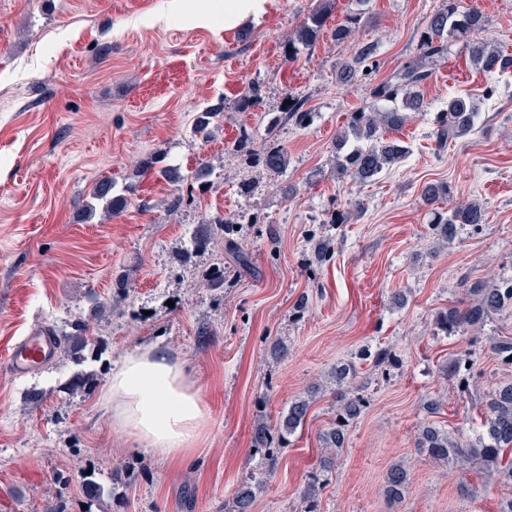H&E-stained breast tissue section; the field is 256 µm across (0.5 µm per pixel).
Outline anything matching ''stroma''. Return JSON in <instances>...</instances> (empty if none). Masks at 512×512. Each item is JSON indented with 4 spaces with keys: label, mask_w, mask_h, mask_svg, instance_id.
<instances>
[{
    "label": "stroma",
    "mask_w": 512,
    "mask_h": 512,
    "mask_svg": "<svg viewBox=\"0 0 512 512\" xmlns=\"http://www.w3.org/2000/svg\"><path fill=\"white\" fill-rule=\"evenodd\" d=\"M225 2L0 0V512H224L254 464L258 420L275 424L307 397L306 423L254 506L300 512L299 492L320 470L319 434L334 417L328 382L349 361L368 404L328 475L321 512H500L512 484L433 462L414 439L433 423L474 441L488 393L512 381L488 343L512 336V307L453 336L434 324L438 312L475 302V287L512 277V78L465 71L453 46L423 88L427 111L397 134L409 156L373 183L340 182L331 170L345 113L370 109V88L417 58L442 0H371L353 40L336 44L328 31L291 63L287 38L321 0H266L259 17L234 26L224 22ZM363 41L377 46L372 69L342 79ZM254 83L260 112H280L295 93L314 123H285L267 137L260 112L235 107ZM490 86L497 93L488 99ZM461 91L481 101L479 129L436 149L433 116ZM220 98L221 126L208 142L195 139V113ZM245 128L255 147L272 139L287 150V171L252 168L232 153ZM159 153L185 169L209 159L213 190L170 210L177 186L137 172ZM105 177L136 191L122 212L85 219L90 189ZM435 181L452 186L453 202L482 203L486 224L449 243L430 236L422 190ZM355 200L362 214L324 223L327 209ZM254 213L264 223H245ZM215 215L238 222L253 271L221 263L219 241L187 252L193 227ZM317 224L333 236L334 255L312 280L306 231ZM219 263L225 287L208 288ZM398 292L405 304H395ZM81 324L89 327L82 351L60 349L28 374L6 371L10 345L31 328ZM278 339L288 355L276 363L269 348ZM385 344L401 359L396 368L361 359ZM144 348L179 363L208 408L188 460L158 458L112 428V372ZM464 355L472 371L462 384L442 368ZM396 462L409 466L411 483L392 502L383 485Z\"/></svg>",
    "instance_id": "35a3bbf8"
}]
</instances>
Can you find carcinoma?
I'll return each mask as SVG.
<instances>
[{"label":"carcinoma","instance_id":"carcinoma-1","mask_svg":"<svg viewBox=\"0 0 512 512\" xmlns=\"http://www.w3.org/2000/svg\"><path fill=\"white\" fill-rule=\"evenodd\" d=\"M369 0H355L356 7L349 10L342 23L331 30L336 43L348 41L366 21V5ZM329 0L310 12L288 39V49L284 52V62H293L303 50L311 49L320 35L326 30ZM489 25L488 16L477 5L465 7L460 0H445V3L429 19L418 38L419 58L407 62L392 78L370 89L371 98L380 103L368 111L363 109L346 114L341 129L336 133L334 175L336 180H344L364 185L377 180L380 175L399 164L408 154L405 141L391 138L389 134L401 129L416 112H424L423 86L432 72L426 69L424 61L445 59L455 44L465 47V54L471 67L489 74L511 75L512 52L505 47L478 39L477 35ZM375 52L370 43H361L353 59L342 66L344 78L354 79L359 69ZM280 114L268 120V130L274 131L281 121L306 128L314 113L305 108V100L297 95L286 96ZM261 104L259 85L254 84L236 101L242 112L252 111ZM480 105L471 96H453L443 111L436 113L433 120V137L440 147L475 132L480 117ZM224 119V100L220 99L193 119L192 134L206 142ZM254 162L269 172H281L288 167V153L271 144L254 154ZM144 171L160 174L166 181L179 187V194L170 205L175 211L183 203L191 204L201 199L214 187L213 165L203 159L190 170L176 165L163 164L162 156L155 155L142 162ZM133 194V184L116 190L112 179L97 181L91 191V201L86 203L88 216H93L97 208L108 214L124 209L128 196ZM426 201L434 206L433 221L429 225L430 235L441 242L453 240L458 229L466 224L477 226L484 223L485 209L476 202L456 205L448 210L440 205L452 197V191L444 182L425 187ZM224 234V249L238 264H250L249 252L236 241L237 230L232 221L216 218L199 222L190 235V246L194 250H205L215 239V230ZM307 240L313 243L314 260L311 264H321L333 254V238L317 235L311 230ZM478 298L463 311L450 309L436 315L437 329L445 335L455 334L467 327L484 325L492 315L512 305V278L502 279L477 289ZM87 326L79 325L72 333L61 335L70 350L81 348L85 341ZM492 353L501 363L512 365V339L492 338L489 340ZM372 357L374 366L395 364L392 349L381 347L374 352L365 351ZM357 371L351 363L336 367L332 379L336 383V414L331 427L325 430L320 441L327 450L322 472H329L335 466L336 456L344 448L345 436L350 423L365 406L364 398L350 390L351 381ZM311 402L296 399L288 405L287 412L280 415L274 425L259 421L251 435L252 456L258 459L255 469L247 480L235 491L230 512H253L255 493L253 488L270 477L278 465L283 452L290 444V437L306 422ZM484 431L474 444L464 445L452 437L448 431L433 424L421 426L415 436V447L427 453L435 462L451 464L468 470L478 467L494 471L506 482L512 483V383L498 387L490 396L483 422ZM409 469L396 463L387 472L384 492L391 499H399L408 486ZM325 488V479L315 475L301 493L303 512H319L320 493Z\"/></svg>","mask_w":512,"mask_h":512}]
</instances>
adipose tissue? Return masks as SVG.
<instances>
[{"mask_svg": "<svg viewBox=\"0 0 512 512\" xmlns=\"http://www.w3.org/2000/svg\"><path fill=\"white\" fill-rule=\"evenodd\" d=\"M109 397L113 430L165 459L190 452L206 425L198 390L159 351L127 355L112 374Z\"/></svg>", "mask_w": 512, "mask_h": 512, "instance_id": "adipose-tissue-1", "label": "adipose tissue"}]
</instances>
